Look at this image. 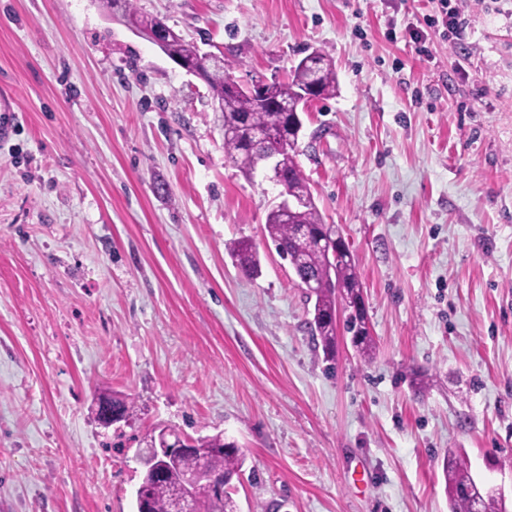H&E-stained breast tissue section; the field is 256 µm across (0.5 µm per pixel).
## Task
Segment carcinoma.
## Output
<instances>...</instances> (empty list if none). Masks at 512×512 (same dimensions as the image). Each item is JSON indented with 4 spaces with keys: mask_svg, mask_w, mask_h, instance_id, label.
I'll list each match as a JSON object with an SVG mask.
<instances>
[{
    "mask_svg": "<svg viewBox=\"0 0 512 512\" xmlns=\"http://www.w3.org/2000/svg\"><path fill=\"white\" fill-rule=\"evenodd\" d=\"M112 17L133 27L145 36L162 24L157 17L140 14L136 0H103ZM162 52L171 60L186 64L189 70L199 75L212 92V98L220 107L219 120L233 134L224 138V156L239 171L249 177L259 163L262 147L256 145L253 133L257 130L278 128L288 131L292 112H281L268 104L270 100L294 102L301 98L310 82L317 86V97L328 99L336 95L337 76L333 59L326 53L315 50L292 67L288 81H274L267 86L266 100L251 97L241 91L224 87L227 77L233 74L235 63L225 58L217 61L214 56L200 52L199 47L175 33L162 47ZM283 168L289 194L304 200L288 215L276 207L266 217L265 231L282 257H287L299 286L309 282L319 284L314 290V314L309 323L313 340L320 342L324 359L334 360L336 347V307L341 299L354 303L362 299L354 257H333L332 254L315 248L314 236L328 228L323 215L316 206L309 182L297 160V143L289 145V153L283 157ZM225 249L235 260L240 271L247 276L258 274L259 262L256 247L247 240H233ZM348 332L357 351L369 361L376 346L365 315L360 313L348 319ZM112 407L131 419L136 415V401L128 396L112 397ZM209 452L204 457L185 454L167 465L160 476L143 468L141 482L146 484L148 512H170L177 488L199 469L224 477V492H216L206 481L195 484L193 494L201 512H238V504L230 489L233 481L240 479L244 455L236 444L222 434L207 437ZM444 478L448 491L450 512H474V503H479L481 512H504L494 495L481 493L474 480L467 460L455 453L448 454L444 462Z\"/></svg>",
    "mask_w": 512,
    "mask_h": 512,
    "instance_id": "obj_1",
    "label": "carcinoma"
}]
</instances>
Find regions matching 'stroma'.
<instances>
[{
  "mask_svg": "<svg viewBox=\"0 0 512 512\" xmlns=\"http://www.w3.org/2000/svg\"><path fill=\"white\" fill-rule=\"evenodd\" d=\"M462 2L456 39L436 0L136 2L244 82L334 59L298 161L376 355L328 363L205 82L102 0H0V512H133L164 426L236 442L239 512H448L452 449L512 512V0ZM225 249L243 274L247 276L258 274L259 262L253 243L247 240H233L225 244ZM104 399H112V408L120 410L125 415L126 418L132 419L138 411L137 403L131 397H117L112 395V398L101 397L99 400ZM112 408L109 406H105L104 419L102 421L104 425L110 426L112 424H115L117 421H120L119 413L113 411Z\"/></svg>",
  "mask_w": 512,
  "mask_h": 512,
  "instance_id": "obj_1",
  "label": "stroma"
}]
</instances>
